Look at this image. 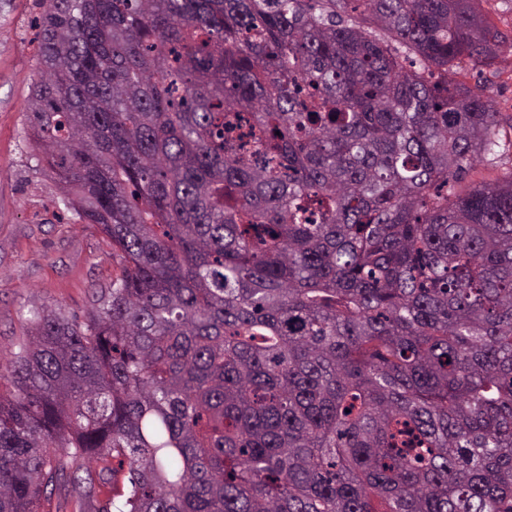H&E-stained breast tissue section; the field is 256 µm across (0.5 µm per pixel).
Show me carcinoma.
Returning a JSON list of instances; mask_svg holds the SVG:
<instances>
[{"label":"carcinoma","instance_id":"cac0c4a2","mask_svg":"<svg viewBox=\"0 0 512 512\" xmlns=\"http://www.w3.org/2000/svg\"><path fill=\"white\" fill-rule=\"evenodd\" d=\"M479 2L49 0L24 142L120 273L0 363V512L95 455L100 512H512Z\"/></svg>","mask_w":512,"mask_h":512}]
</instances>
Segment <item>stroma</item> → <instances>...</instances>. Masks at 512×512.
<instances>
[{"label": "stroma", "instance_id": "35a3bbf8", "mask_svg": "<svg viewBox=\"0 0 512 512\" xmlns=\"http://www.w3.org/2000/svg\"><path fill=\"white\" fill-rule=\"evenodd\" d=\"M44 0H0V361L18 352L30 311L59 305L89 309L94 289L118 271L112 245L95 226L76 223L59 204L56 181L22 142V108L40 70L32 20ZM460 79L493 95L501 136L512 138V53Z\"/></svg>", "mask_w": 512, "mask_h": 512}]
</instances>
